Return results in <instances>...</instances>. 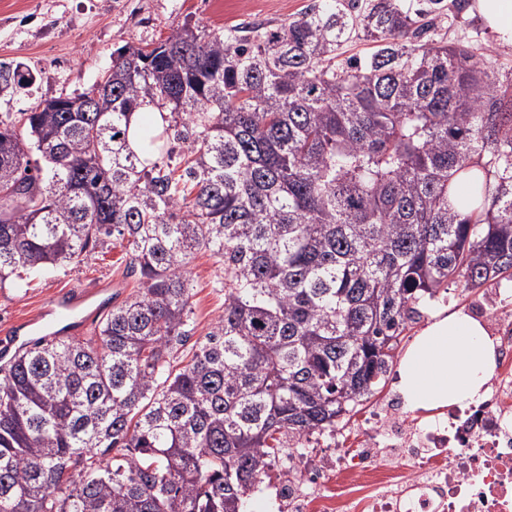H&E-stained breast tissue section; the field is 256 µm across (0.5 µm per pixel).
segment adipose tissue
I'll return each mask as SVG.
<instances>
[{
    "label": "adipose tissue",
    "instance_id": "ef3b65f1",
    "mask_svg": "<svg viewBox=\"0 0 512 512\" xmlns=\"http://www.w3.org/2000/svg\"><path fill=\"white\" fill-rule=\"evenodd\" d=\"M471 8L500 46H512V0H472ZM496 362L484 317L462 309L437 314L402 360L398 390L413 410L476 403L486 394Z\"/></svg>",
    "mask_w": 512,
    "mask_h": 512
}]
</instances>
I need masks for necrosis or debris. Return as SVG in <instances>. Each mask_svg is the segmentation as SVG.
<instances>
[{"mask_svg": "<svg viewBox=\"0 0 512 512\" xmlns=\"http://www.w3.org/2000/svg\"><path fill=\"white\" fill-rule=\"evenodd\" d=\"M489 321L499 357L483 402L425 432L388 398L364 415L354 450L339 430L302 440L311 463L280 465L265 485L279 512H512V312Z\"/></svg>", "mask_w": 512, "mask_h": 512, "instance_id": "necrosis-or-debris-1", "label": "necrosis or debris"}]
</instances>
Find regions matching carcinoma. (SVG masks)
Returning <instances> with one entry per match:
<instances>
[{"mask_svg": "<svg viewBox=\"0 0 512 512\" xmlns=\"http://www.w3.org/2000/svg\"><path fill=\"white\" fill-rule=\"evenodd\" d=\"M444 10L186 23L118 49L96 97L0 115V288L113 237L138 276L94 336L0 368V512H246L272 456L377 389L421 305L512 280V72L422 41ZM34 81L0 60V93ZM144 106L151 160L127 140ZM201 250L224 312L178 367Z\"/></svg>", "mask_w": 512, "mask_h": 512, "instance_id": "obj_1", "label": "carcinoma"}]
</instances>
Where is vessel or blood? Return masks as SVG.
Returning a JSON list of instances; mask_svg holds the SVG:
<instances>
[{
    "mask_svg": "<svg viewBox=\"0 0 512 512\" xmlns=\"http://www.w3.org/2000/svg\"><path fill=\"white\" fill-rule=\"evenodd\" d=\"M96 291L73 287L54 294L38 313L17 322L7 340L0 342V364L10 365L19 352L30 348L34 336H70L93 316Z\"/></svg>",
    "mask_w": 512,
    "mask_h": 512,
    "instance_id": "1",
    "label": "vessel or blood"
}]
</instances>
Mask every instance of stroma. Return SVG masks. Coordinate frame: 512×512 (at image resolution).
<instances>
[{
  "mask_svg": "<svg viewBox=\"0 0 512 512\" xmlns=\"http://www.w3.org/2000/svg\"><path fill=\"white\" fill-rule=\"evenodd\" d=\"M310 0H0V59L25 62L36 75L26 92L0 99V113H18L34 103L61 94L89 89L112 65V54L127 44L142 46L168 37L184 23L209 30L252 22L278 23L303 10ZM448 39L477 35L484 66L490 71L512 70V48L497 44L477 15L463 11L449 24ZM124 242L112 239L76 265L52 270L23 291L0 289V333L16 320L32 316L51 293L81 285H110L120 297L137 289L128 275ZM189 274L193 283L192 317L196 337H203L224 309V295L214 282L220 265L209 252L195 255ZM512 303V282L496 288H450L447 301L425 307L424 316L404 332L399 354H406L429 316L464 308L478 314Z\"/></svg>",
  "mask_w": 512,
  "mask_h": 512,
  "instance_id": "35a3bbf8",
  "label": "stroma"
}]
</instances>
